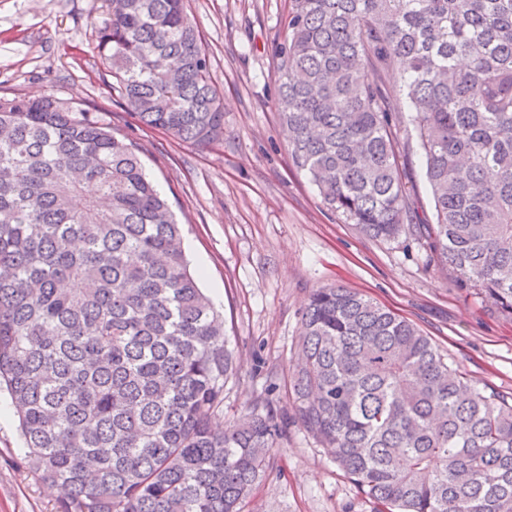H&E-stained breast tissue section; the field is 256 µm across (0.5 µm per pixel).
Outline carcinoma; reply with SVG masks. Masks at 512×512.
<instances>
[{
    "instance_id": "carcinoma-1",
    "label": "carcinoma",
    "mask_w": 512,
    "mask_h": 512,
    "mask_svg": "<svg viewBox=\"0 0 512 512\" xmlns=\"http://www.w3.org/2000/svg\"><path fill=\"white\" fill-rule=\"evenodd\" d=\"M104 2L97 47L138 122L219 141L187 0ZM287 28L276 105L324 205L376 240L421 233L512 313V0H291ZM403 108L432 224L412 223ZM180 239L121 130L55 97H0V389L57 512H244L288 437L267 399L213 427L240 366ZM290 385L293 420L387 512H512V402L415 324L316 288Z\"/></svg>"
}]
</instances>
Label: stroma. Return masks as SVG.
<instances>
[{"label":"stroma","instance_id":"35a3bbf8","mask_svg":"<svg viewBox=\"0 0 512 512\" xmlns=\"http://www.w3.org/2000/svg\"><path fill=\"white\" fill-rule=\"evenodd\" d=\"M290 0H188L224 99V137L207 147L140 127L111 88L94 24L104 0H0V96H53L121 128L183 226V248L242 361L215 422L247 417L276 380L280 409L317 288L357 291L417 325L479 389L512 396V314L469 292L427 246L361 234L322 203L291 159L276 108ZM17 412L0 392V512H56L17 463ZM333 455L299 425L274 452L245 512H375Z\"/></svg>","mask_w":512,"mask_h":512}]
</instances>
